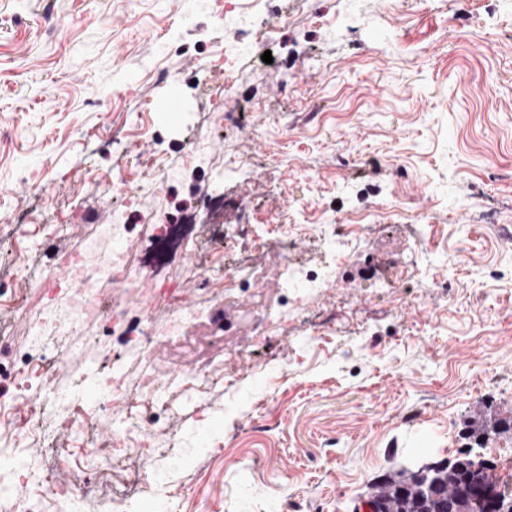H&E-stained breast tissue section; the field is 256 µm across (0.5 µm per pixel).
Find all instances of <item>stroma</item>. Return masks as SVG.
<instances>
[{"mask_svg": "<svg viewBox=\"0 0 512 512\" xmlns=\"http://www.w3.org/2000/svg\"><path fill=\"white\" fill-rule=\"evenodd\" d=\"M212 0H0V393L16 416L0 469L16 474L22 505L97 512L112 469L137 473L169 460L130 512H352L369 483L409 456L442 462L473 450L512 487V438L472 444L475 412L512 417V0H264L225 21ZM272 63L251 46L263 23ZM244 52L231 74L210 60ZM222 89L215 98L214 89ZM176 98L175 114L155 104ZM237 117L225 132L223 114ZM205 135L209 165L186 151ZM90 138L107 140L92 153ZM123 173L149 191L121 245L143 258L163 214L195 218L153 288L129 296L113 281L103 301L123 306L127 332L149 309L216 298L185 267L226 245L239 275L265 253L321 268L314 230L342 234L360 214L372 226L340 262L307 313L258 340L252 299L226 307L224 336L244 351L202 405L175 387L153 431L136 425L142 393L97 416L45 420L31 433L19 354L40 359L36 395L49 400L123 361L126 334L102 323L100 344L66 357L32 339L29 300L65 287L61 270L97 225L111 220ZM255 226L238 237L233 227ZM288 222L290 233L270 227ZM424 236L421 274L394 266ZM52 272L47 289L31 283ZM137 452L112 447L117 432ZM199 440L178 451L173 434Z\"/></svg>", "mask_w": 512, "mask_h": 512, "instance_id": "obj_1", "label": "stroma"}]
</instances>
